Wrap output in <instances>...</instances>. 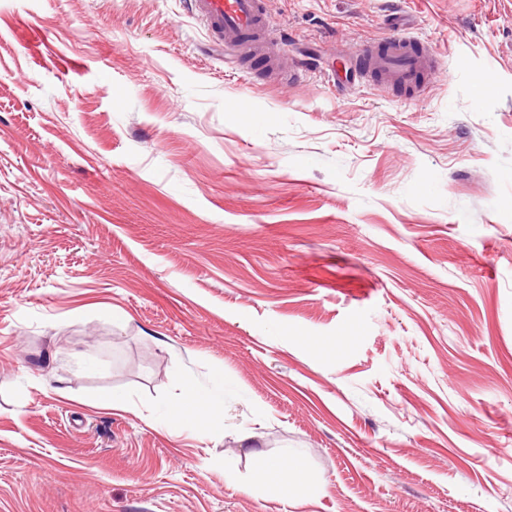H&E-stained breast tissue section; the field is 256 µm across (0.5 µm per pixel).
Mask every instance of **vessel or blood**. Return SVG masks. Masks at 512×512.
<instances>
[{
  "mask_svg": "<svg viewBox=\"0 0 512 512\" xmlns=\"http://www.w3.org/2000/svg\"><path fill=\"white\" fill-rule=\"evenodd\" d=\"M189 12L205 28L212 44L223 49L226 61L247 56L265 60L269 73L297 79L306 66L301 59L286 60L284 38L273 24L268 0H188ZM358 76L384 82L409 92L420 91L437 73L435 54L417 47L405 30H398L384 47L358 49Z\"/></svg>",
  "mask_w": 512,
  "mask_h": 512,
  "instance_id": "b4317fda",
  "label": "vessel or blood"
}]
</instances>
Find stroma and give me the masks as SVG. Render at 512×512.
<instances>
[{
	"label": "stroma",
	"instance_id": "stroma-1",
	"mask_svg": "<svg viewBox=\"0 0 512 512\" xmlns=\"http://www.w3.org/2000/svg\"><path fill=\"white\" fill-rule=\"evenodd\" d=\"M269 2L442 69L273 83L185 0H0V512H512V0ZM191 381L222 428L164 427ZM356 52L358 72L352 74L353 81L359 76L364 81L384 82L412 93L420 91L440 67L436 55L418 48L400 23L397 33L383 48L364 46ZM266 475L270 481L282 486L289 495L301 492L307 486L303 470L299 465L294 466L291 475H285L280 471L275 462H271L267 466Z\"/></svg>",
	"mask_w": 512,
	"mask_h": 512
}]
</instances>
